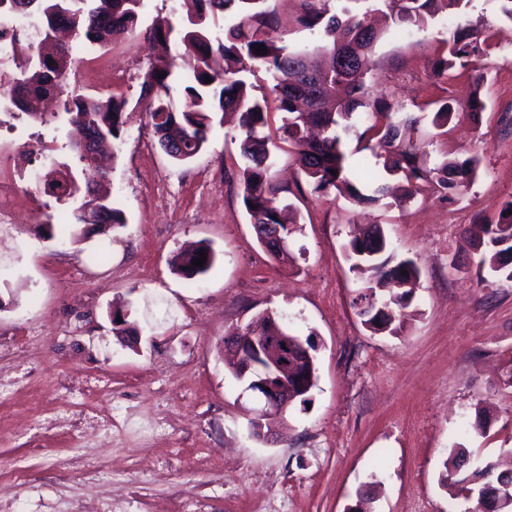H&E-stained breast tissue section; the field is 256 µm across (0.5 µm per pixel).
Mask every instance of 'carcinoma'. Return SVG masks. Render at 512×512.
<instances>
[{"instance_id": "1", "label": "carcinoma", "mask_w": 512, "mask_h": 512, "mask_svg": "<svg viewBox=\"0 0 512 512\" xmlns=\"http://www.w3.org/2000/svg\"><path fill=\"white\" fill-rule=\"evenodd\" d=\"M142 0H0V37H8L13 46L27 43L23 60L15 64L8 100L27 114L25 100L49 94L60 97V105L69 120L92 132L97 141L110 140L113 151L100 158L78 146L80 160L93 166L95 174L105 178L117 159L126 124L128 100L120 95L93 99L77 90L67 89L74 68L72 46L60 44L44 55L42 45L62 30H71L76 39L89 46H103L119 31H133L140 23ZM187 24L180 30L169 24H153L142 32L153 53L142 75L137 100L154 129L163 151L176 149L171 159L187 163L202 153L208 143L211 114L234 112L238 115L242 202L252 227L280 226L289 237L292 204L290 187L274 175V150L288 146L287 152L304 176L311 193L323 195L335 190L354 206L376 204L385 196L387 186L370 183L359 186L349 176L348 157L342 150L344 140L353 136L367 143L377 164L388 176L403 183V193L395 199L399 207L420 194L423 186L438 188L441 198L456 203L475 181L480 165L477 155L453 156L449 153L429 164L424 160L427 141L421 132L422 117L406 107L374 93L364 75L371 68V56L382 37L372 14L382 13L399 22L426 28L441 12L452 15L455 23L442 40L443 51L435 61L436 85L461 76L468 77L475 93L468 114L475 122L486 110L481 84L486 77L483 64L487 29L474 26L465 11L470 0H373L375 8L354 14L347 8L330 13V0H299L297 24L313 30L321 28L322 44L313 49L288 48L283 36L274 34V9L269 0H184ZM16 15L36 20L35 33L5 27ZM229 18L224 37L213 36L211 23ZM267 54H258L260 46ZM193 56L192 72L179 70L183 54ZM265 72L268 89L253 93L248 76ZM211 78L205 82V78ZM182 107H176V101ZM438 107L428 113L431 128L441 135L456 117L451 99L436 101ZM282 113L281 125L271 133L272 112ZM337 174H332V171ZM43 191L58 201L74 198V187L67 176L49 178ZM72 233L80 241L110 228L127 224L125 212L117 203L96 194L94 184L84 188V199L73 209ZM486 240L480 251V267L493 282L512 286V200L506 202L494 222L485 225ZM389 242L371 233L350 240L345 246L350 270L365 277L352 305L362 323L374 331H397L413 302L412 290L389 301L365 304L376 296L374 285L381 282L411 285L419 280L420 269L411 259L394 263L385 255ZM206 253L203 266L193 265L199 252ZM215 262V253L207 244L180 252L171 260L178 276L196 281L205 276ZM407 275H402V270ZM459 451L451 457L443 481L453 487L484 484L483 469L459 468Z\"/></svg>"}]
</instances>
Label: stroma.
I'll list each match as a JSON object with an SVG mask.
<instances>
[{
    "instance_id": "35a3bbf8",
    "label": "stroma",
    "mask_w": 512,
    "mask_h": 512,
    "mask_svg": "<svg viewBox=\"0 0 512 512\" xmlns=\"http://www.w3.org/2000/svg\"><path fill=\"white\" fill-rule=\"evenodd\" d=\"M274 7L289 45L320 43L298 26L296 0ZM469 17L493 32L488 109L428 147L434 158L479 155L456 203L431 186L401 209L297 196L290 260L277 263L244 209L238 132L220 112L206 150L177 165L145 114L128 111L104 185L127 222L106 238L72 242V203L19 188L13 223H0V483L11 512H468L441 482L446 460L463 448L512 464V288L489 283L462 233L512 200V20L499 0H472ZM445 21L389 25L370 74L378 93L408 106L436 97ZM104 57L113 79L88 75L83 92L136 101L146 45L118 35ZM73 135L60 118L1 113L0 169L39 166L43 145L84 184ZM35 212L53 232L37 231ZM378 221L395 258L421 269L395 334L371 331L351 305L361 279L344 246ZM199 241L216 259L191 283L170 260ZM118 309L133 346L113 333ZM265 310L312 344L318 380L256 435L257 403L227 367L224 338Z\"/></svg>"
}]
</instances>
